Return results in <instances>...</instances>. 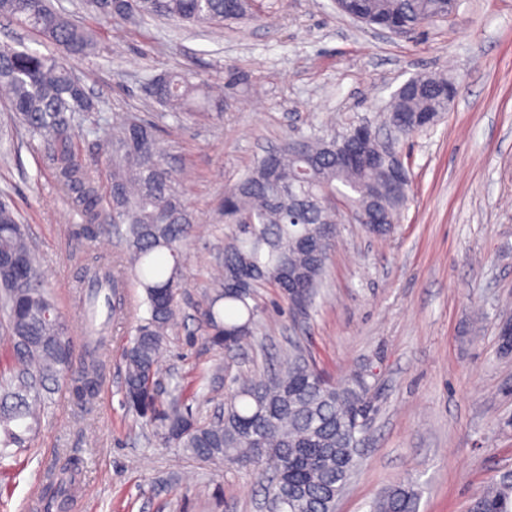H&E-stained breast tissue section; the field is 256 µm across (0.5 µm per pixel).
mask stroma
Segmentation results:
<instances>
[{"instance_id": "stroma-1", "label": "stroma", "mask_w": 512, "mask_h": 512, "mask_svg": "<svg viewBox=\"0 0 512 512\" xmlns=\"http://www.w3.org/2000/svg\"><path fill=\"white\" fill-rule=\"evenodd\" d=\"M260 2L256 20L182 26L104 19L85 0H50L96 39L92 53L71 61L99 105L70 133L93 158L92 176L108 187L97 143L113 117L148 119L194 219L159 383L168 391L198 378L192 410L205 419L235 377L269 372L298 348L335 383L370 371L365 440L336 512H370L401 480L420 488L419 512H469L488 481L512 471V354L499 336L512 315V0H460L448 18L408 35L345 17L334 0ZM176 71L223 88V113L179 121L156 103L149 80ZM425 71L446 75L457 94L433 129L400 146L412 186L393 232L339 224L312 305L292 311L275 288H259L257 333L231 352L205 345L196 307L236 231L224 221L225 187L284 139L375 121ZM10 115L0 100V200L25 225L68 333L80 337L79 266L89 253L120 262L123 250L107 234L90 238L41 138L12 129ZM143 298L126 280L97 398L81 410L71 377L60 378L32 447L5 462L0 512H41L44 474L69 456L81 461L69 512H264L257 468L197 460L124 406V353L146 314Z\"/></svg>"}]
</instances>
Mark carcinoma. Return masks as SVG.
<instances>
[{
    "label": "carcinoma",
    "mask_w": 512,
    "mask_h": 512,
    "mask_svg": "<svg viewBox=\"0 0 512 512\" xmlns=\"http://www.w3.org/2000/svg\"><path fill=\"white\" fill-rule=\"evenodd\" d=\"M106 17L140 20L165 17L182 23H222L259 18L256 0H87ZM355 8L364 23L386 26L396 20L411 32L448 17V0H341L342 13ZM0 17L37 31L58 48L43 54L0 44V92L15 118L51 151L55 179L86 224H98L103 196L88 166L67 144L75 116L98 105L75 84L70 58L90 53L92 34L57 13L49 0H0ZM419 90L393 94L383 122L401 112H447L440 74L417 75ZM151 97L183 114L224 112V97L181 72L149 81ZM334 132L305 139L296 149L288 141L272 158L257 159L252 169L224 190V223L237 233L224 247V262L212 294L198 307L204 343L230 350L253 334L257 309L252 296L229 291L234 281L268 284L300 307L312 304L334 245L344 210L375 208L381 223H398L411 190L409 170L403 189L387 185L382 166L336 163ZM110 170L108 205L126 266L95 255L83 269L101 280L105 303L112 307L126 275L137 278L147 316L139 321L125 351L122 384L125 406L149 419L163 440L201 460H222L247 467L265 460L261 480L270 512H335L336 500L357 465L364 426L357 424L370 385L358 372L341 384L323 378L299 354L274 372L245 376L214 418L200 420L186 400L198 395L195 381L178 385V395L159 399L157 363L169 326L180 308L181 258L194 233L191 215L176 192V178L156 147L154 127L124 115L103 138ZM0 316L7 323V352L0 353V460L12 448H27L51 394L49 384L66 374L75 358L74 343L53 296L44 288L36 257L15 211L0 205ZM102 338L82 344L73 393L81 402L95 394L105 371ZM79 463L69 460L47 472L46 505L76 486ZM420 494L410 483L391 487L371 512H418ZM472 512H512V480L491 482Z\"/></svg>",
    "instance_id": "obj_1"
}]
</instances>
